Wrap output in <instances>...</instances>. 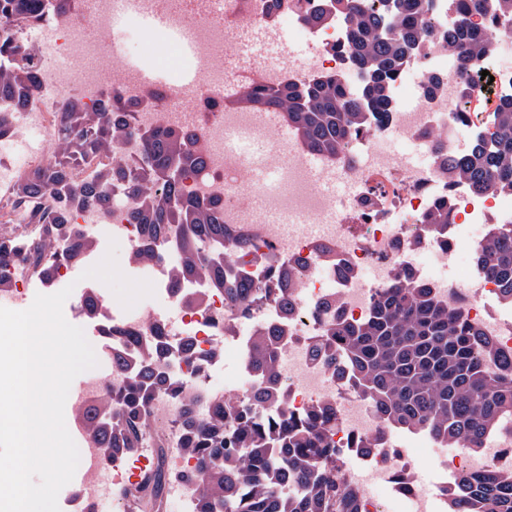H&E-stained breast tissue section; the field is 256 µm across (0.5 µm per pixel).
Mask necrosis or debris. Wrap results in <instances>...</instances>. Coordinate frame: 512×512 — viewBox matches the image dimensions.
I'll return each mask as SVG.
<instances>
[{
  "instance_id": "4bbe7bcc",
  "label": "necrosis or debris",
  "mask_w": 512,
  "mask_h": 512,
  "mask_svg": "<svg viewBox=\"0 0 512 512\" xmlns=\"http://www.w3.org/2000/svg\"><path fill=\"white\" fill-rule=\"evenodd\" d=\"M119 2L45 0L39 17L0 23V43L24 45L48 88L47 95H35L11 113L10 130L0 138L15 140L30 127L53 131L61 115L45 107L48 97L77 104L83 112L104 111L115 97L129 105V122L138 132L160 126L192 132L206 164L183 179L182 197L220 198L234 275L265 288L274 275L289 273V303L270 299L237 312L209 277L175 281L172 264L180 228L173 224L159 241L156 258L140 266L160 305L142 306L131 314L113 302L111 308L99 309L100 326L122 327L143 347L162 343L164 363L180 382L195 385L201 416L245 397L239 388H210V372L229 362L248 375L249 386H256L249 376L248 352L258 333L277 331L281 351L273 401L296 418L319 405L331 409L323 439L337 457L352 459L339 477L357 492L363 512H448L457 472L512 473L511 420L490 431L478 451L461 448L451 460L437 461L433 487L420 486L402 446L433 448L436 438L385 421L355 375L333 374L318 354L331 324L365 322L386 288L406 279L429 288L450 312L493 338L489 370L499 372L512 364V300L479 259L489 238L512 232V192L473 190L455 180L449 166L462 156V141L494 137L497 114L486 112L474 120L472 113L460 111L453 92L428 97L411 82L415 72L442 74L451 85L457 81L456 56L431 28L434 20H447L448 0H434L432 13L420 19L429 31L426 49L396 76L394 112L384 122L360 129L335 156L314 155L300 134L274 124L266 111L231 104L244 86L299 84L326 74L343 75L348 87H357L346 23L332 18L313 26L307 21L325 0H278L274 6L268 0H145V9L161 12L175 34L171 40L156 38L153 55L180 53L186 43L194 55L195 80L174 76L161 90L141 82L114 36ZM286 25L304 43V55L286 49L278 60L259 54L239 65L237 51L251 31L262 30L274 41ZM81 27L97 29L100 39L80 37ZM474 70L489 72L493 82L476 80L471 101L512 98V68L503 66L498 54H482ZM395 142L416 146L427 164L408 165L392 150ZM313 157L330 177L350 185V192L333 196L322 190L310 171ZM392 177L400 190L389 188ZM441 206L448 209L447 223H430V213ZM71 221L99 230L129 251L144 243L143 228L130 222L128 197L118 188L108 210L77 203ZM423 253L441 265L457 260L458 279L434 278L418 261ZM183 403V398L156 394V426L144 437L141 462H149L146 450L156 439L176 443Z\"/></svg>"
}]
</instances>
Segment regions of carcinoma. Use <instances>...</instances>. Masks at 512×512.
I'll return each mask as SVG.
<instances>
[{
	"instance_id": "obj_1",
	"label": "carcinoma",
	"mask_w": 512,
	"mask_h": 512,
	"mask_svg": "<svg viewBox=\"0 0 512 512\" xmlns=\"http://www.w3.org/2000/svg\"><path fill=\"white\" fill-rule=\"evenodd\" d=\"M349 24L351 59L361 75L357 97L350 96L340 75H326L303 86L244 88L235 99L240 108L272 109L300 132L319 154H337L351 132L382 120L393 111L390 84L424 47L418 18L434 0H373L362 10L353 0H334ZM455 14L441 33L463 60L455 95L468 90L470 62L495 49L493 37L474 30L472 13L485 0H452ZM42 0H0V19L36 16ZM35 63L23 46L0 45V134L8 130V113L22 104L20 90L37 83ZM122 106L107 112H66L52 133L51 160L20 176L0 193L11 211L33 224L31 233L0 236V265L24 252L35 254L37 273L54 274L41 262L49 253L60 264H78L91 246L80 228L61 234L62 221L74 202L101 210L112 205V187L130 194L129 216L145 228L146 243L133 254L139 263L155 257L154 246L171 224L182 226L174 259L176 277L208 276L224 290L227 304L238 310L266 297L260 288L224 276V223L217 199L180 198L179 179L187 168L204 167L205 155L194 134L158 127L144 138L143 163L155 174L150 184L112 165L121 147L137 136L123 120ZM499 133L490 145L474 144L470 156L450 164L453 175L475 189H512V99L498 105ZM83 157L101 161L94 174L77 179L74 166ZM481 260L487 273L512 297V235L487 242ZM329 344L345 356L363 394L383 418L405 428H423L455 448L477 446L486 430L512 415V369L490 374L483 360L492 340L435 301L427 288L401 282L382 294L373 315L352 326L336 322ZM279 338L262 332L249 361L260 378L252 406L204 420L187 411L177 447L198 454L199 470L177 475L167 465V449H155L157 463L143 481L153 499L180 477L192 483L197 512H358L357 501L336 476V461L322 441L330 412L319 409L299 420L262 416L254 407L272 396L278 366ZM185 391L160 366L156 346L140 355L139 367L116 392L79 407L77 419L103 455L112 457L138 447L153 416L156 393ZM279 470L306 487L293 496L270 478ZM250 487L244 502L240 489ZM455 506L463 512L474 500L481 512H512V474L458 475Z\"/></svg>"
}]
</instances>
